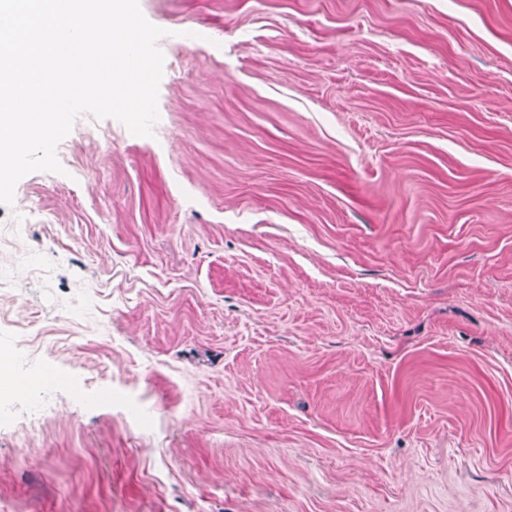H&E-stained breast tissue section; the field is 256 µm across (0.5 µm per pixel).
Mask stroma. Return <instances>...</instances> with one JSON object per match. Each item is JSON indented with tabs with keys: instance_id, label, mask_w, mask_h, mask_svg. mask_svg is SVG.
Listing matches in <instances>:
<instances>
[{
	"instance_id": "35a3bbf8",
	"label": "stroma",
	"mask_w": 512,
	"mask_h": 512,
	"mask_svg": "<svg viewBox=\"0 0 512 512\" xmlns=\"http://www.w3.org/2000/svg\"><path fill=\"white\" fill-rule=\"evenodd\" d=\"M139 4L152 136L0 204V512H512V0Z\"/></svg>"
}]
</instances>
